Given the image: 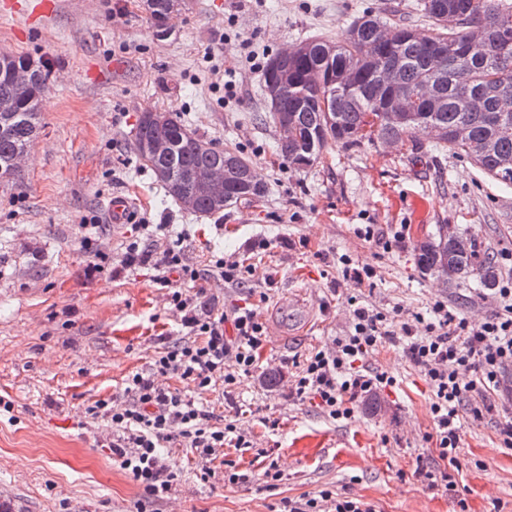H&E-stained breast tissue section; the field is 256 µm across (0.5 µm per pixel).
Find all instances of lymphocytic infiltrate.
<instances>
[{"label": "lymphocytic infiltrate", "mask_w": 512, "mask_h": 512, "mask_svg": "<svg viewBox=\"0 0 512 512\" xmlns=\"http://www.w3.org/2000/svg\"><path fill=\"white\" fill-rule=\"evenodd\" d=\"M181 241L170 242L164 257L154 267V281L169 291L170 303L187 329V340L167 345L156 352L149 371L135 372L125 381L123 405L100 399L87 407L91 419L107 420L112 427L108 448L112 462L141 490L135 512H149L152 504L167 497L177 478L163 454L164 447L181 442L209 458L233 443L244 445V435L234 424H214L211 415L199 408L185 392L162 385L161 377L176 375L194 388H209L222 381L233 387L240 375L252 373L257 353L264 346V325L256 311L239 308L233 314L200 310L196 296L175 288V278L198 281L220 277L241 283L240 262L217 260L212 269L183 264ZM236 334H224L225 322ZM423 334H416L415 324ZM402 346L409 362L423 374L431 392L435 448L447 471L439 477L457 512H469L452 472L462 451L460 418L468 414L482 418L495 404L512 403L504 373L512 368V278L502 281L497 304L481 322L450 311L444 301H433L429 315H383L366 307L355 308L351 329L332 346L313 351L295 375L293 394L299 400L317 401L329 418H350L358 398L367 392L394 386L396 380L382 371L364 368L362 361L383 344ZM288 512H376L374 504L322 489L289 501Z\"/></svg>", "instance_id": "obj_1"}]
</instances>
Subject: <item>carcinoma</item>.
Masks as SVG:
<instances>
[{
  "label": "carcinoma",
  "mask_w": 512,
  "mask_h": 512,
  "mask_svg": "<svg viewBox=\"0 0 512 512\" xmlns=\"http://www.w3.org/2000/svg\"><path fill=\"white\" fill-rule=\"evenodd\" d=\"M421 10L434 23L433 33L419 37L407 25H395L396 35L384 33L387 23L363 15L352 20L347 39L342 43L329 40L308 42L309 52L291 63L288 84L278 103L264 99L269 114L259 120L288 114L291 133L278 139L279 156L297 167H309L334 144L350 146L374 138L399 141L412 133V127L428 123L435 130L432 143L442 151H451L472 160L488 177L512 185V169L501 166L512 160V112L498 117L496 107L501 94L512 96V38L506 45H493L473 35L488 36L498 29L512 28V0H420ZM179 14L178 0H152L149 19L159 37L172 28ZM474 40L470 55L460 58L457 45ZM4 67L30 66L36 72L34 100L14 112H0V179L15 176L11 160L16 152L28 149L37 139L40 128L39 98L44 93L47 72L21 56L1 53ZM391 70L399 89L416 94L422 88L430 92V101L415 112L409 122L392 126L378 108L385 95L382 85L385 70ZM336 72V86H328L329 73ZM469 86L482 96L479 108L463 110L458 104L462 88ZM158 126L135 128L134 148L147 163L169 195L174 188H192L195 172L215 164L224 165L226 185L232 189L228 204L265 196L266 186L256 180L245 157L233 149H220L188 129L171 112L162 113ZM464 126L468 140H459L454 130ZM164 135L173 143L169 156H149L145 142ZM486 144L484 153L475 155L471 143ZM420 269L447 276L478 275L485 285L495 279L491 263L478 259L475 249L458 253L442 237L417 246Z\"/></svg>",
  "instance_id": "obj_1"
}]
</instances>
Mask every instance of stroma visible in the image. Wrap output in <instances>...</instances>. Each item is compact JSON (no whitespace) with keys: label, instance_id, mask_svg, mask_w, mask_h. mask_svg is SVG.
I'll list each match as a JSON object with an SVG mask.
<instances>
[{"label":"stroma","instance_id":"stroma-1","mask_svg":"<svg viewBox=\"0 0 512 512\" xmlns=\"http://www.w3.org/2000/svg\"><path fill=\"white\" fill-rule=\"evenodd\" d=\"M11 2L0 0V53L42 63L49 81L28 161L0 181V398L12 404L0 414V512H132L141 495L99 442L105 422H85L83 411L122 396L126 377L148 370L185 331L151 266L91 271L87 224L99 227L92 249L116 262L140 224L172 225L185 264L244 260L254 272L241 285L211 277L190 291L203 305L253 308L265 326L282 328L226 398L196 396L215 417L235 416L250 447L221 448L211 461L169 449L178 479L154 512H284L288 500L325 487L378 512H454L444 488L416 474L441 462L426 439L429 386L401 347L387 343L366 358L397 384L358 399L351 418L291 398L289 385L308 352L348 334L354 306L423 314L439 299L475 319L489 313L492 288L474 275L440 285L418 268L416 248L449 224L497 278L511 276L512 187L413 134L336 146L297 168L277 156L273 123L254 119L266 109L260 75L272 55L315 38L344 41L366 12L428 33L417 0H188L164 37L141 0H60L39 24ZM143 112L175 113L214 146L243 153L265 198L213 215L184 209L133 148ZM114 194L135 199L132 223H108L103 203ZM369 224L400 232L401 243L363 239ZM347 259L375 270L373 287L343 279ZM504 416L462 420L454 478L470 512H512ZM272 465L280 477L270 483ZM229 467L239 482H225Z\"/></svg>","mask_w":512,"mask_h":512}]
</instances>
